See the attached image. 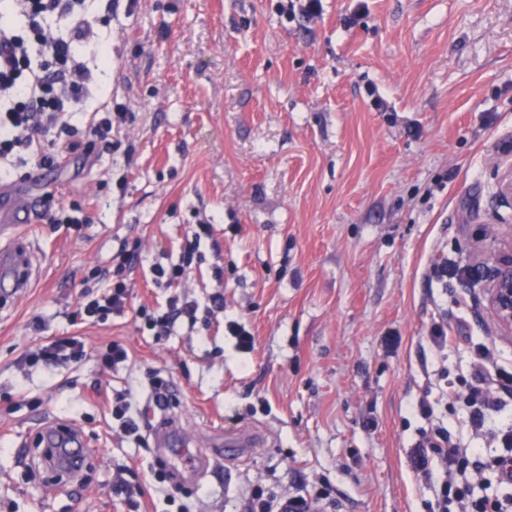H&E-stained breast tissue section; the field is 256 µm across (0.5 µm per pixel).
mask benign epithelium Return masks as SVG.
<instances>
[{
    "mask_svg": "<svg viewBox=\"0 0 512 512\" xmlns=\"http://www.w3.org/2000/svg\"><path fill=\"white\" fill-rule=\"evenodd\" d=\"M476 267L479 281L484 284L485 308L494 328L509 336L512 334V240L506 245L492 241Z\"/></svg>",
    "mask_w": 512,
    "mask_h": 512,
    "instance_id": "obj_1",
    "label": "benign epithelium"
}]
</instances>
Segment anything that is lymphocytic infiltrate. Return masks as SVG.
Wrapping results in <instances>:
<instances>
[{
    "label": "lymphocytic infiltrate",
    "mask_w": 512,
    "mask_h": 512,
    "mask_svg": "<svg viewBox=\"0 0 512 512\" xmlns=\"http://www.w3.org/2000/svg\"><path fill=\"white\" fill-rule=\"evenodd\" d=\"M14 22L0 23V180L10 178L14 169L8 159L21 152L33 151L39 141H46L52 152L40 155L39 166L54 164L81 146L73 118L89 92L93 72L83 61V54L100 58L92 21L84 14V0H11ZM66 23L65 35H55L51 21ZM211 227L197 224L191 229L179 263L165 266L153 264L156 285L172 288L183 284L191 275L202 237ZM138 259L136 249L123 248L112 257L108 269H94V280L104 282L102 293H86L73 314L77 321H105L110 315L125 311L131 296L129 276ZM224 309L223 294L210 296L206 306L189 300L162 313L139 309L149 329L165 335L178 319L196 324L200 314L212 315ZM85 355L84 343L75 337H59L27 351L25 366L51 367L79 362ZM490 353H480L473 365V381L469 387V416L480 425L486 410L500 400L497 390L512 389V383L489 377ZM468 462L467 449L452 443L448 430L438 426L424 434L419 445L418 466L421 470H444L447 479L440 488L438 512H501L498 503L473 498L469 486L455 483V470ZM331 498L320 489L307 496L283 494L263 498L251 493L247 512H325Z\"/></svg>",
    "instance_id": "1"
}]
</instances>
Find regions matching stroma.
<instances>
[{
  "instance_id": "35a3bbf8",
  "label": "stroma",
  "mask_w": 512,
  "mask_h": 512,
  "mask_svg": "<svg viewBox=\"0 0 512 512\" xmlns=\"http://www.w3.org/2000/svg\"><path fill=\"white\" fill-rule=\"evenodd\" d=\"M302 3L86 0L112 24L97 29L109 56L80 109L129 120L0 184L34 214L18 240L36 265L0 304V512H246L251 490L321 487L334 512H438L444 475L412 458L421 431L477 447L463 405L476 353L512 371V338L460 271L512 236V0H321L313 16ZM74 207L92 223L40 219ZM199 222L212 234L179 292H222L224 311L154 335L136 308L165 311L177 291L149 269L162 252L178 262ZM135 241L130 311L73 322L83 277ZM437 323L455 337L440 351ZM59 336L84 342L79 364L19 367ZM112 341L130 363H101ZM154 376L173 401L149 429L178 424L210 458L172 501L151 469L162 448L111 415L117 397L145 403ZM45 419L84 432L75 481L31 460ZM239 432L261 441L227 448ZM119 479L129 495L113 494Z\"/></svg>"
}]
</instances>
